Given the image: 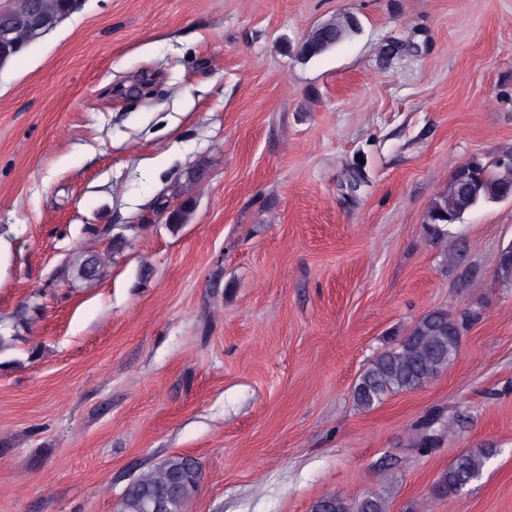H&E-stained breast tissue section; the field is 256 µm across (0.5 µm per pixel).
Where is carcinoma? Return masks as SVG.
<instances>
[{"label":"carcinoma","mask_w":512,"mask_h":512,"mask_svg":"<svg viewBox=\"0 0 512 512\" xmlns=\"http://www.w3.org/2000/svg\"><path fill=\"white\" fill-rule=\"evenodd\" d=\"M82 0H6L0 5V25L8 24L18 43L26 45L41 37L81 8ZM359 30V21L345 14L315 27L297 48V56L309 60L349 38ZM512 198V165H487L473 159L469 169L455 170L444 192L428 212V223L450 225L479 205ZM165 223L176 228L188 222L192 199L172 210H163ZM105 258L90 250L70 253L65 271L72 287L90 284L105 273ZM463 321L446 309L423 315L396 346L380 353L360 376L354 387V401L370 409L391 393L423 386L457 357L460 351ZM492 448H476L460 455L435 486L441 498L458 495L482 475ZM200 484L197 462L186 456L171 457L141 474L123 493L118 512H145L147 502L160 499L168 512H186ZM311 512H387L385 501L368 494L354 507L335 495L317 500Z\"/></svg>","instance_id":"obj_1"}]
</instances>
